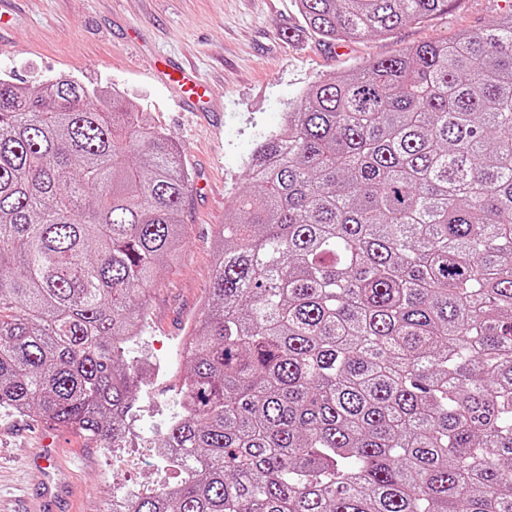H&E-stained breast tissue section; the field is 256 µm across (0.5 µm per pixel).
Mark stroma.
Segmentation results:
<instances>
[{"mask_svg": "<svg viewBox=\"0 0 512 512\" xmlns=\"http://www.w3.org/2000/svg\"><path fill=\"white\" fill-rule=\"evenodd\" d=\"M0 28V78L17 84L70 76L111 87L149 112L181 151L191 186L181 219L184 247L147 289L145 328L127 343L133 361L150 354L168 368L148 380L134 414L139 432L119 453L74 431L59 458L83 469L55 480L63 512H104L116 489L153 492L177 482L151 445L178 410L173 386L185 365L180 341L199 318L213 282L216 233L232 198L247 187L244 163L288 105L315 83L426 42H443L512 13V0H452L446 13L389 35L334 43L303 24L295 0H12ZM193 66L210 87L212 112L181 110L176 94L149 75L151 58ZM39 425L0 415V512H33L41 487L27 482L37 460Z\"/></svg>", "mask_w": 512, "mask_h": 512, "instance_id": "obj_1", "label": "stroma"}]
</instances>
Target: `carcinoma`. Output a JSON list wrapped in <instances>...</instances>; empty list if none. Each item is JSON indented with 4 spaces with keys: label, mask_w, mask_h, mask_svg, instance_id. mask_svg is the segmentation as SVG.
Masks as SVG:
<instances>
[{
    "label": "carcinoma",
    "mask_w": 512,
    "mask_h": 512,
    "mask_svg": "<svg viewBox=\"0 0 512 512\" xmlns=\"http://www.w3.org/2000/svg\"><path fill=\"white\" fill-rule=\"evenodd\" d=\"M451 0H296L328 41ZM217 232L131 512H512V14L310 88ZM190 174L118 93L0 80V409L126 442Z\"/></svg>",
    "instance_id": "1"
}]
</instances>
